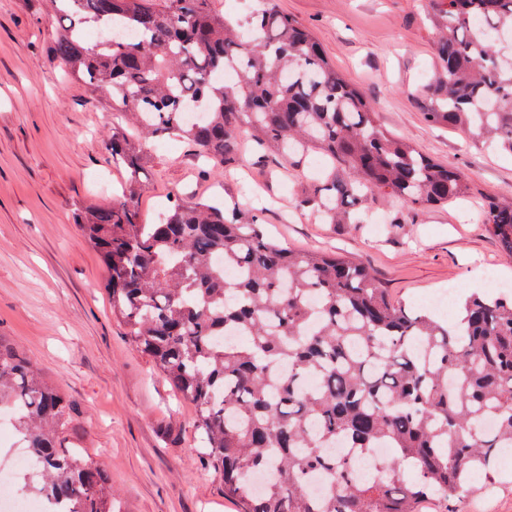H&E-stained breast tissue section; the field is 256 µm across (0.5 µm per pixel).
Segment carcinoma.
Listing matches in <instances>:
<instances>
[{
  "label": "carcinoma",
  "instance_id": "1",
  "mask_svg": "<svg viewBox=\"0 0 512 512\" xmlns=\"http://www.w3.org/2000/svg\"><path fill=\"white\" fill-rule=\"evenodd\" d=\"M52 58L112 107L105 149L125 174L112 202L84 211L82 236L132 345L194 408L200 459L240 512H420L512 448V298L463 297L459 320L393 303L362 264L293 251L256 214L171 195L158 224L138 221L145 144L176 139L222 177L247 146L316 148L331 172L295 207L357 224L378 196L415 209L469 193L463 173L385 131L377 109L294 17L263 0L245 25L211 0H49ZM438 77L426 119L477 131L512 155V0H434ZM232 69L236 78L218 74ZM481 222L512 257V198H483ZM232 270L237 279L229 281ZM42 469L24 493L65 512H113L106 471L62 447L77 405L0 337V409ZM491 419L495 426L485 427ZM347 455L327 452L338 441ZM390 455L366 477L357 463ZM272 473L261 491L253 477ZM328 475L324 498L308 490Z\"/></svg>",
  "mask_w": 512,
  "mask_h": 512
}]
</instances>
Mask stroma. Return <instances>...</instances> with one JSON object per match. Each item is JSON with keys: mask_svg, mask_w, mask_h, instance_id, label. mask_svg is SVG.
<instances>
[{"mask_svg": "<svg viewBox=\"0 0 512 512\" xmlns=\"http://www.w3.org/2000/svg\"><path fill=\"white\" fill-rule=\"evenodd\" d=\"M327 59L376 105L378 121L430 158L458 167L470 196L422 210L377 197L358 224H325L293 207L317 175L301 163L251 158L208 177L187 144L156 140L141 176L140 220L157 223L171 190L260 211L277 241L364 263L390 299L419 306L434 294L486 288L487 270L512 283V258L478 220L481 196L512 194V155L455 127L427 122L415 94L436 75L430 0H276ZM55 25L45 0H0V336L80 411L66 447L108 470L116 512H237L218 473L204 468L192 406L176 400L152 360L113 316L98 254L75 222L107 204L120 175L107 163L112 112L93 103L49 53ZM422 512H512V451L495 477Z\"/></svg>", "mask_w": 512, "mask_h": 512, "instance_id": "obj_1", "label": "stroma"}]
</instances>
